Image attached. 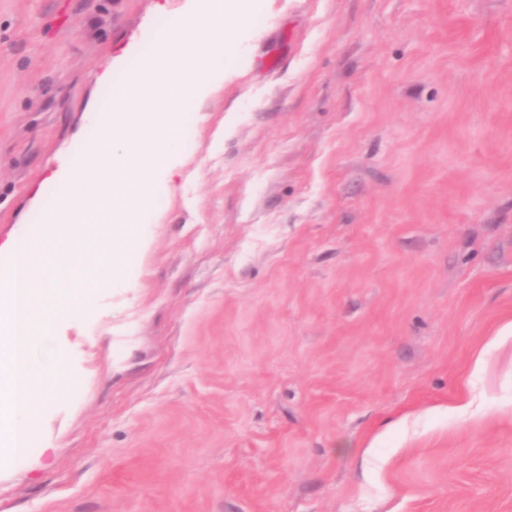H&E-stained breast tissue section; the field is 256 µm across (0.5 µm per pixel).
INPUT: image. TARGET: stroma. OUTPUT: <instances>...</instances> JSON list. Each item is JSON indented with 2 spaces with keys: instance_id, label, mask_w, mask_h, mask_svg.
<instances>
[{
  "instance_id": "1",
  "label": "stroma",
  "mask_w": 512,
  "mask_h": 512,
  "mask_svg": "<svg viewBox=\"0 0 512 512\" xmlns=\"http://www.w3.org/2000/svg\"><path fill=\"white\" fill-rule=\"evenodd\" d=\"M183 4L0 0V241ZM186 128L0 512H512V0H266Z\"/></svg>"
}]
</instances>
